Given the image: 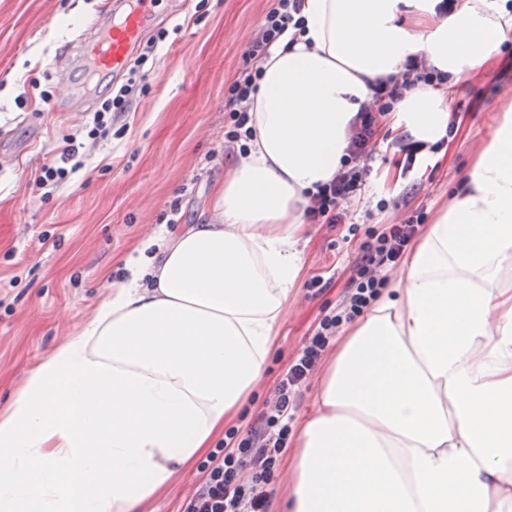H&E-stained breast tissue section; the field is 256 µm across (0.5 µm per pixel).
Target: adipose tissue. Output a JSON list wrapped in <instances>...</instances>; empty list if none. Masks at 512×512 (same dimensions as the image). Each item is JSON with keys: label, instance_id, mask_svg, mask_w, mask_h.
<instances>
[{"label": "adipose tissue", "instance_id": "ef3b65f1", "mask_svg": "<svg viewBox=\"0 0 512 512\" xmlns=\"http://www.w3.org/2000/svg\"><path fill=\"white\" fill-rule=\"evenodd\" d=\"M302 0L258 61L253 137L215 223L125 259L84 326L0 411V512H139L255 389L303 265L309 193L330 181L370 81L424 57L448 84L512 40L507 0ZM446 89L385 125L440 158ZM301 424L284 512H512V96L464 192L429 224L392 294L343 336Z\"/></svg>", "mask_w": 512, "mask_h": 512}]
</instances>
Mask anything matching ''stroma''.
Listing matches in <instances>:
<instances>
[{"label":"stroma","instance_id":"obj_1","mask_svg":"<svg viewBox=\"0 0 512 512\" xmlns=\"http://www.w3.org/2000/svg\"><path fill=\"white\" fill-rule=\"evenodd\" d=\"M98 4L0 0V408L37 363L91 318L107 280L126 277L124 261L134 248L213 219V190L233 160L224 150V93L246 67L245 45L273 0H182L180 12L161 24L167 37L144 66L146 90L127 132L88 146L83 168L46 191L35 176L83 122L49 111L38 91H56L52 63L86 29ZM510 86L512 48L477 79L457 85L448 106L461 126L445 159L421 175L411 171L395 181L401 155L389 144V130L379 129L363 207L349 223L304 227L301 283L265 372L233 423L239 432L273 398L305 339L340 303L368 228L415 211L431 221L448 205L491 137L499 99ZM382 198L396 199L398 208L376 211ZM315 277L324 288L313 296L306 284ZM203 476L197 464L184 470L150 503L151 512H181Z\"/></svg>","mask_w":512,"mask_h":512}]
</instances>
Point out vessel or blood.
Listing matches in <instances>:
<instances>
[{
	"instance_id": "obj_1",
	"label": "vessel or blood",
	"mask_w": 512,
	"mask_h": 512,
	"mask_svg": "<svg viewBox=\"0 0 512 512\" xmlns=\"http://www.w3.org/2000/svg\"><path fill=\"white\" fill-rule=\"evenodd\" d=\"M158 0H101L88 28L59 52L56 64L64 70H95L106 77H121L135 49L154 29ZM55 112H85L88 94L83 83L67 82L51 104Z\"/></svg>"
}]
</instances>
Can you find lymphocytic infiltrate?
I'll list each match as a JSON object with an SVG mask.
<instances>
[{
	"label": "lymphocytic infiltrate",
	"instance_id": "obj_1",
	"mask_svg": "<svg viewBox=\"0 0 512 512\" xmlns=\"http://www.w3.org/2000/svg\"><path fill=\"white\" fill-rule=\"evenodd\" d=\"M301 0H274L247 52L251 61L227 89L226 107L230 124L224 131L225 148L250 139L247 102L255 91L258 71L253 63L265 56L291 27L301 26L298 17ZM147 41L143 53L127 69L124 82L102 97L96 112L90 113L83 136H67L59 156L43 166L34 179L38 187H54L68 180L83 164L87 143L108 138L119 120L130 112L137 98L142 71L157 40ZM447 74L436 71L425 59H409L398 75L371 82L372 96L356 115L349 138L348 154L336 175L318 185L310 194L304 215L312 224H339L348 216L347 207L361 194L370 173L376 134L382 117L393 110L404 95L420 86L436 87L447 81ZM425 221L415 212L396 224L371 229L356 263L352 284L334 312L326 314L305 341L295 361L275 388L271 405L257 416L254 424L236 447L218 451L204 463V481L186 501L183 512H268L269 490L280 458L287 446L289 423L300 385L314 372L337 328L354 320L370 307L387 285L386 271L398 265Z\"/></svg>",
	"mask_w": 512,
	"mask_h": 512
}]
</instances>
